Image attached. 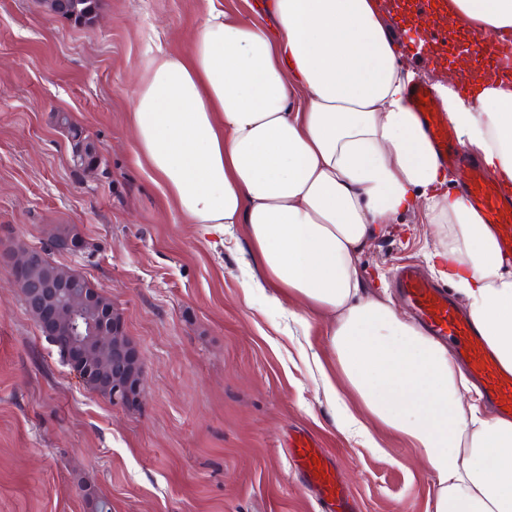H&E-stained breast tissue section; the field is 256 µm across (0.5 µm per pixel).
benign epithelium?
<instances>
[{"label":"benign epithelium","mask_w":512,"mask_h":512,"mask_svg":"<svg viewBox=\"0 0 512 512\" xmlns=\"http://www.w3.org/2000/svg\"><path fill=\"white\" fill-rule=\"evenodd\" d=\"M40 257L41 254L25 246L0 254L1 261L11 262L21 293L28 306L38 313L43 335L61 345L67 362L82 371L86 370L90 351L102 346L110 348L111 369L95 376V384L112 391L116 405L138 401L143 391L144 368L138 348L125 334L121 311L112 308L108 322L102 314L93 320L89 315L93 298L86 296L77 282L29 279L28 269Z\"/></svg>","instance_id":"1"}]
</instances>
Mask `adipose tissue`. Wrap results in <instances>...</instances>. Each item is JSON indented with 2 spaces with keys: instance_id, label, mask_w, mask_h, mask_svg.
<instances>
[{
  "instance_id": "adipose-tissue-1",
  "label": "adipose tissue",
  "mask_w": 512,
  "mask_h": 512,
  "mask_svg": "<svg viewBox=\"0 0 512 512\" xmlns=\"http://www.w3.org/2000/svg\"><path fill=\"white\" fill-rule=\"evenodd\" d=\"M266 21L211 9L184 55L151 56L135 91L136 156L189 223L243 225L247 288L301 301L330 320L334 367L317 364L342 423L404 438L436 477L434 512H512V419L467 402L447 347L367 294L357 256L379 225L422 210L445 227L432 267L464 297L512 369V268L480 217L444 188L445 171L407 105L412 80L376 0H270ZM469 40L512 32V0H448ZM464 149L512 181V80L461 62L438 87Z\"/></svg>"
}]
</instances>
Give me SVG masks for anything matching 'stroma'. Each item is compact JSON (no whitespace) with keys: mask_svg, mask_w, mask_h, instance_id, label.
I'll use <instances>...</instances> for the list:
<instances>
[{"mask_svg":"<svg viewBox=\"0 0 512 512\" xmlns=\"http://www.w3.org/2000/svg\"><path fill=\"white\" fill-rule=\"evenodd\" d=\"M255 0H100L77 25L42 0H0V251L41 247L73 227L86 254L51 252L109 296L145 368L138 405L112 404L60 361L0 262V512H319L295 470L290 433L313 436L355 512H434L436 479L408 443L344 433L314 359L327 320L303 332L298 302L246 293L242 232L214 243L187 223L134 156L131 112L151 52L182 55L208 5L247 17ZM98 143L75 168L57 111ZM445 240L423 212L383 225L358 257L368 293L408 262L430 271Z\"/></svg>","mask_w":512,"mask_h":512,"instance_id":"stroma-1","label":"stroma"}]
</instances>
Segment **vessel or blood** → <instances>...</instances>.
Masks as SVG:
<instances>
[{"mask_svg": "<svg viewBox=\"0 0 512 512\" xmlns=\"http://www.w3.org/2000/svg\"><path fill=\"white\" fill-rule=\"evenodd\" d=\"M390 24L397 31L407 59H421L444 70L448 67V16L446 0H392ZM489 68L512 71V37L506 36L483 48ZM411 107L420 127L442 165L462 166L466 181L459 192L466 205L483 223L495 227L506 260L512 261V188L489 169L468 161L456 146L455 133L426 82L408 89ZM397 285L428 330L455 343L457 353L467 354V366L480 379L489 401L512 414V372L504 370L468 315L451 302L439 285L414 266H406ZM290 457L306 484L314 491L320 512H352V503L324 449L305 431L288 440Z\"/></svg>", "mask_w": 512, "mask_h": 512, "instance_id": "vessel-or-blood-1", "label": "vessel or blood"}]
</instances>
